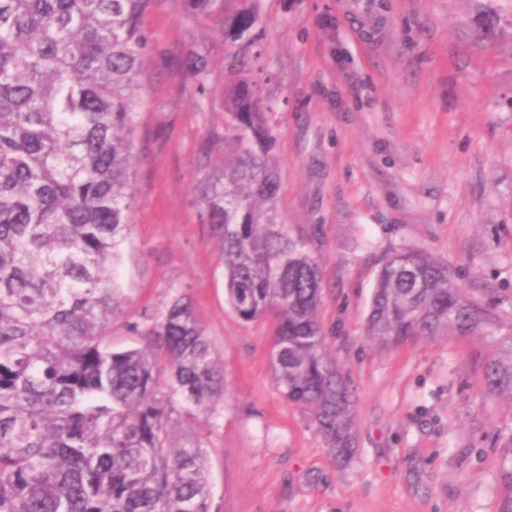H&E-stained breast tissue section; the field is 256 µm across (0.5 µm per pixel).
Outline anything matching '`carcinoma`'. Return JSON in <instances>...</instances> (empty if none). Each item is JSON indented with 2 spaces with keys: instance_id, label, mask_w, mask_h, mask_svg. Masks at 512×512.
<instances>
[{
  "instance_id": "carcinoma-1",
  "label": "carcinoma",
  "mask_w": 512,
  "mask_h": 512,
  "mask_svg": "<svg viewBox=\"0 0 512 512\" xmlns=\"http://www.w3.org/2000/svg\"><path fill=\"white\" fill-rule=\"evenodd\" d=\"M154 0H0V512H212L207 455L176 427L210 412L224 373L182 293L112 347L120 299L112 278L131 230L138 76ZM258 13L224 36V176L202 191L201 220L243 321L271 318L276 387L341 459L355 452L352 392L319 321L322 277L277 221L274 136L256 82ZM465 295L427 253L381 267L367 336L490 340L486 379L512 397V328ZM512 512V436L501 448Z\"/></svg>"
}]
</instances>
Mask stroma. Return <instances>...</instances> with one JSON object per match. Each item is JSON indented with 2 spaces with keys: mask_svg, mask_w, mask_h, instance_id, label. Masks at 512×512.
Masks as SVG:
<instances>
[{
  "mask_svg": "<svg viewBox=\"0 0 512 512\" xmlns=\"http://www.w3.org/2000/svg\"><path fill=\"white\" fill-rule=\"evenodd\" d=\"M253 73L275 144L279 221L319 263V319L355 393L356 452L335 458L270 368L272 322L224 294L201 188L224 171L223 11L155 0L138 77L135 207L113 276L132 326L186 294L224 368V395L182 429L209 457L213 512H500L512 397L491 393L477 336L389 347L366 334L393 253L447 265L512 324V0H255ZM209 60L205 78L181 65Z\"/></svg>",
  "mask_w": 512,
  "mask_h": 512,
  "instance_id": "1",
  "label": "stroma"
}]
</instances>
